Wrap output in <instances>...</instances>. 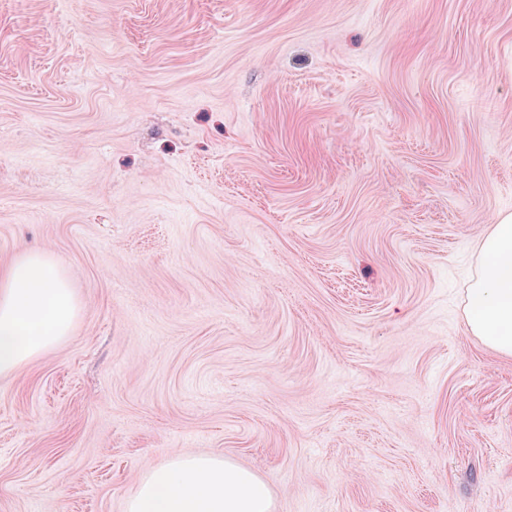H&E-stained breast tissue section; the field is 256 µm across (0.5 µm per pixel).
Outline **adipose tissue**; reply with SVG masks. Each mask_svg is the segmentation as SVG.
I'll return each mask as SVG.
<instances>
[{"mask_svg":"<svg viewBox=\"0 0 512 512\" xmlns=\"http://www.w3.org/2000/svg\"><path fill=\"white\" fill-rule=\"evenodd\" d=\"M77 312L49 252L14 259L0 272V377L68 338ZM465 321L485 345L512 356V214L498 217L476 246ZM127 512H272V497L264 480L220 456L177 455L148 469Z\"/></svg>","mask_w":512,"mask_h":512,"instance_id":"obj_1","label":"adipose tissue"}]
</instances>
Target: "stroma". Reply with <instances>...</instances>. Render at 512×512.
<instances>
[{"mask_svg": "<svg viewBox=\"0 0 512 512\" xmlns=\"http://www.w3.org/2000/svg\"><path fill=\"white\" fill-rule=\"evenodd\" d=\"M512 0H0V266L68 339L0 378V512L212 454L274 512H512ZM465 321L485 345L512 356V214L499 216L476 245Z\"/></svg>", "mask_w": 512, "mask_h": 512, "instance_id": "35a3bbf8", "label": "stroma"}]
</instances>
